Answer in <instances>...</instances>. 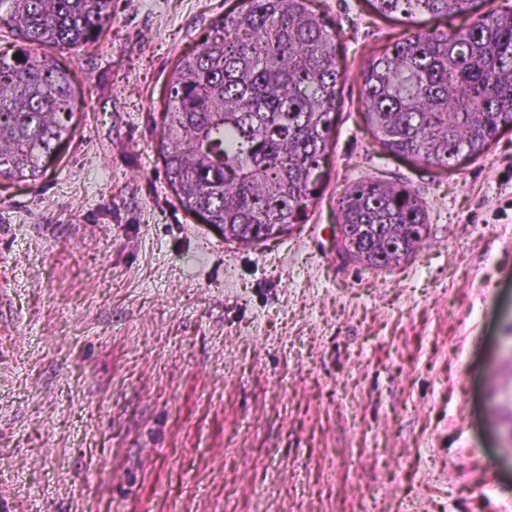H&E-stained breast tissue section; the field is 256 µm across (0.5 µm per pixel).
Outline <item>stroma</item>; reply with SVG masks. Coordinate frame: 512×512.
Segmentation results:
<instances>
[{"mask_svg":"<svg viewBox=\"0 0 512 512\" xmlns=\"http://www.w3.org/2000/svg\"><path fill=\"white\" fill-rule=\"evenodd\" d=\"M239 4L112 0L59 57L71 136L0 178V512H512V130L450 170L388 153L360 72L427 20L309 0L345 74L320 180L290 233L225 240L159 145L173 68ZM364 178L427 210L398 267L336 253Z\"/></svg>","mask_w":512,"mask_h":512,"instance_id":"obj_1","label":"stroma"}]
</instances>
